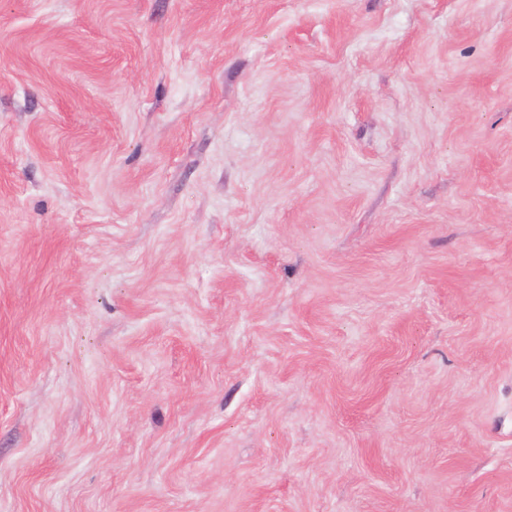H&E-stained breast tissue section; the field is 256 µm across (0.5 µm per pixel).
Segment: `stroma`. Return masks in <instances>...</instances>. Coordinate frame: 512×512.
<instances>
[{"label": "stroma", "instance_id": "stroma-1", "mask_svg": "<svg viewBox=\"0 0 512 512\" xmlns=\"http://www.w3.org/2000/svg\"><path fill=\"white\" fill-rule=\"evenodd\" d=\"M0 512H512V0H0Z\"/></svg>", "mask_w": 512, "mask_h": 512}]
</instances>
